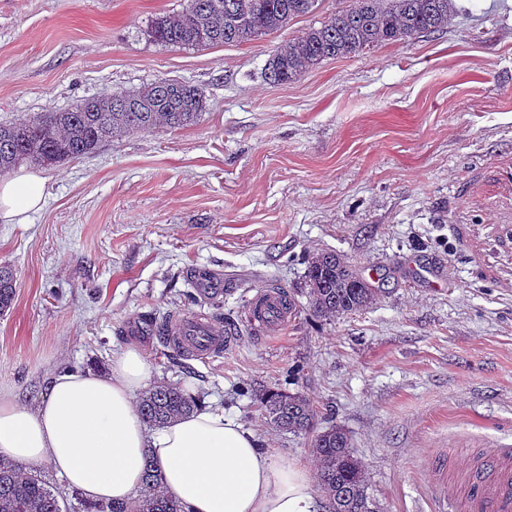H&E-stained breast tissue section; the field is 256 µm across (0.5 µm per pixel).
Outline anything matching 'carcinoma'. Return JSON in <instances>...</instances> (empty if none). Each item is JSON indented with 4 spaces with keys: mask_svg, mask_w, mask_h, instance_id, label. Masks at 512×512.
<instances>
[{
    "mask_svg": "<svg viewBox=\"0 0 512 512\" xmlns=\"http://www.w3.org/2000/svg\"><path fill=\"white\" fill-rule=\"evenodd\" d=\"M318 0H189L180 13L154 19L147 37L164 46L209 47L240 44L274 33L297 17L311 13ZM454 0H352L320 27H311L272 55L265 78L277 85L327 59L344 58L366 48L391 44L448 29ZM206 109L194 85L160 79L137 91H114L90 97L74 107L39 112L20 122L0 123V175L24 163L51 166L88 157L113 137L149 131L158 126L180 129L196 122ZM309 306L321 317L334 318L366 309L380 289L371 287L352 266L332 251L312 254L307 261ZM16 279L0 266V315L11 308ZM269 423L279 431L311 435L317 460L318 487L329 512H379L368 493L365 465L341 428L317 427L309 400L300 393L269 390L261 398ZM195 401L177 386L161 384L138 402L144 421L160 427L186 415ZM144 492L130 502L104 501L91 512H186V507L160 490L161 475L146 458ZM75 505L59 502V492L36 467L0 460V512H72Z\"/></svg>",
    "mask_w": 512,
    "mask_h": 512,
    "instance_id": "obj_1",
    "label": "carcinoma"
}]
</instances>
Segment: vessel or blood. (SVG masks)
<instances>
[{
	"mask_svg": "<svg viewBox=\"0 0 512 512\" xmlns=\"http://www.w3.org/2000/svg\"><path fill=\"white\" fill-rule=\"evenodd\" d=\"M293 315L283 289L257 290L247 307V322L263 335L279 333ZM166 344L183 355L207 359L223 354L234 341L206 313L171 316L161 327ZM466 512H512V446L501 444L487 451L469 470L462 491Z\"/></svg>",
	"mask_w": 512,
	"mask_h": 512,
	"instance_id": "vessel-or-blood-1",
	"label": "vessel or blood"
}]
</instances>
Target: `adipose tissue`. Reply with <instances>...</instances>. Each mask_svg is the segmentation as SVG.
I'll return each instance as SVG.
<instances>
[{"instance_id": "obj_1", "label": "adipose tissue", "mask_w": 512, "mask_h": 512, "mask_svg": "<svg viewBox=\"0 0 512 512\" xmlns=\"http://www.w3.org/2000/svg\"><path fill=\"white\" fill-rule=\"evenodd\" d=\"M44 190L33 172L0 180V220L24 223ZM152 375L148 355L130 345L107 372L51 376L33 406L0 393V459L49 463L67 485L101 502L138 497L150 455L164 493L190 512H319L308 469L258 447L221 410L199 406L149 430L136 394Z\"/></svg>"}]
</instances>
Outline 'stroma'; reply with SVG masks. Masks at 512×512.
I'll use <instances>...</instances> for the list:
<instances>
[{"instance_id":"1","label":"stroma","mask_w":512,"mask_h":512,"mask_svg":"<svg viewBox=\"0 0 512 512\" xmlns=\"http://www.w3.org/2000/svg\"><path fill=\"white\" fill-rule=\"evenodd\" d=\"M349 3L179 48L144 32L188 0H0V123L160 79L206 99L191 126L36 166L43 204L0 220V265L16 272L1 390L33 404L50 375L103 371L135 345L152 384L196 389L312 469L309 436L275 430L260 404L299 392L319 428L348 433L381 512H434L433 455L454 481L479 448L512 442V0H455L446 31L265 80L280 45ZM321 251L370 275L377 300L314 316L305 259ZM203 272L221 295L188 301ZM268 284L295 302L271 338L244 319ZM188 311L231 326L234 345L198 361L128 331Z\"/></svg>"}]
</instances>
